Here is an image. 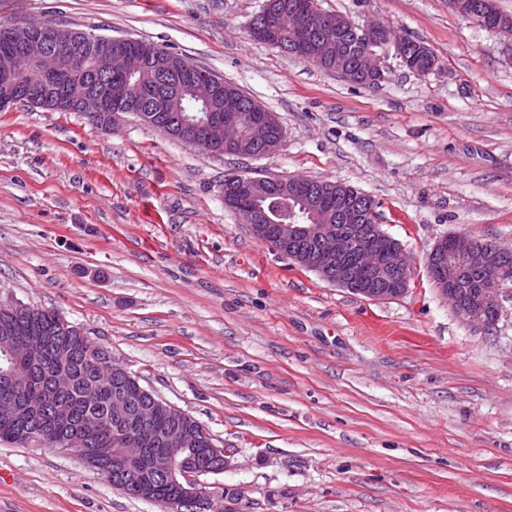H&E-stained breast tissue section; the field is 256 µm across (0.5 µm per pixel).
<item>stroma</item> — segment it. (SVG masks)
<instances>
[{
	"label": "stroma",
	"mask_w": 512,
	"mask_h": 512,
	"mask_svg": "<svg viewBox=\"0 0 512 512\" xmlns=\"http://www.w3.org/2000/svg\"><path fill=\"white\" fill-rule=\"evenodd\" d=\"M264 0H0L27 18L142 38L236 85L285 138L203 154L130 114L0 112V297L55 310L140 384L236 448L206 475L246 512H512V298L469 327L427 253L466 232L512 249V53L448 0H317L425 42L427 75L353 84L253 40ZM337 181L370 195L412 261L373 301L251 235L224 176ZM0 512H166L79 458L0 442Z\"/></svg>",
	"instance_id": "1"
}]
</instances>
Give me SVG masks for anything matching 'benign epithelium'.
Returning <instances> with one entry per match:
<instances>
[{
	"label": "benign epithelium",
	"mask_w": 512,
	"mask_h": 512,
	"mask_svg": "<svg viewBox=\"0 0 512 512\" xmlns=\"http://www.w3.org/2000/svg\"><path fill=\"white\" fill-rule=\"evenodd\" d=\"M451 6L474 24L494 30L512 43V18L497 13L491 6V0H486L481 10L474 8L469 0H451ZM283 11L284 6L278 0H265L251 21L250 35L269 45L276 43ZM289 15V52L308 59L312 49L332 48L336 50V73L352 83L360 74L379 86L388 80L389 68L385 57L368 46L358 54L356 68L350 69L345 62L347 38L367 44L374 40L391 43L399 57L413 43V39L398 37L383 24L358 25L341 15L325 13L316 5L308 9L297 7ZM10 28L9 38L16 43L17 52L33 64L35 73L31 80L20 83L14 75V58L8 54L0 58V112L18 104L49 111H74L105 128L111 127L121 114H134L164 134L214 157L242 156L240 122L245 118L253 134L249 156L269 155L281 146L284 133L275 113L267 111L254 100L245 103L240 94L224 93V78L187 61L176 65L171 57L160 62V67L171 73L173 79L165 89L153 91L154 106L151 108L153 112H167L169 117L158 122L147 116L144 109L136 104L128 78L146 61L158 58L153 43L130 37H108L107 47L86 59L73 42L75 36L87 41H99L103 36L78 32L50 20L32 22L22 19L11 24ZM82 65L88 67L100 82L84 90L81 96L72 97L58 78ZM184 87L191 90L195 103L205 107L224 99L223 109L211 111L201 122H192L172 113L170 102L180 95ZM227 183L231 189L224 193V204L250 213L248 226L252 235L278 252L285 251L288 242L294 239L309 242L311 248L295 256L294 261L315 272L323 281L372 300H383L391 295V292L380 288L385 283L393 284L401 295L408 291L412 269L403 255L402 245L391 239L380 225L360 221L361 214L374 212V205L366 195L355 196L353 205L347 208L329 206L319 221L302 224L301 217L295 213L286 222L272 219L260 201L271 192L284 197L291 192L302 200H311L314 198L315 180L289 177L277 182L271 177L253 176L242 171L229 177ZM452 238L456 240L453 255H448L446 236L440 238L428 254L427 264L433 272L434 285L441 295L451 299L454 313L462 323L487 330L492 321L485 318L484 313L501 307L503 299L512 295V287L504 276L505 263L512 252L463 233H456ZM472 274L478 276L482 288L478 295H465L461 289L466 287ZM0 352L19 362H37L27 340L14 337L0 341ZM146 395L151 409L162 407L178 421L190 418L189 414L151 392H146ZM33 439L43 446L74 455L95 470L100 469V449L84 448L79 439H65L47 429ZM165 442L174 444V447L153 455L144 470L132 475L128 468L141 459L143 449L132 447L135 443L133 434L126 432L120 435V443L124 447L112 449V460L121 467L112 468L108 476L129 485L139 498L153 501L156 481L161 475L174 487L172 498L166 502L171 512H214L218 493L209 490L200 477L231 468L236 452L228 451L211 440L210 447L205 449L206 464L189 475L185 473L189 458L180 455L189 442L188 435L176 428L166 434Z\"/></svg>",
	"instance_id": "benign-epithelium-1"
}]
</instances>
